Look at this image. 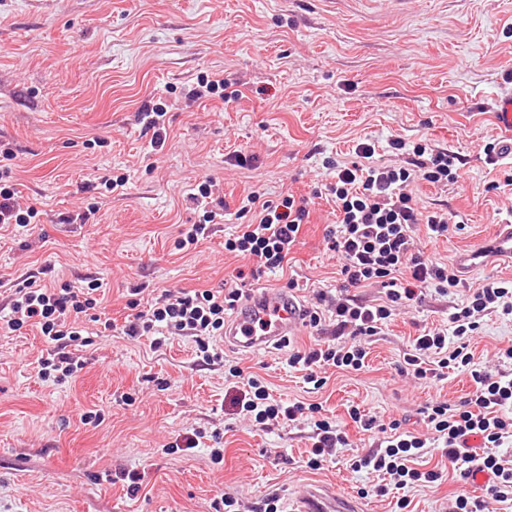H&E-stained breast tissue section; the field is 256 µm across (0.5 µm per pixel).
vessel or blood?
<instances>
[{"label":"vessel or blood","mask_w":512,"mask_h":512,"mask_svg":"<svg viewBox=\"0 0 512 512\" xmlns=\"http://www.w3.org/2000/svg\"><path fill=\"white\" fill-rule=\"evenodd\" d=\"M495 124L503 137L512 139V88L498 96ZM512 260V220L496 225L489 245L457 256L464 270L488 266L489 255ZM304 308L293 291L265 288L251 294L240 311L224 323V344L245 352L279 345L297 335L303 325ZM292 512H358L350 498L321 485H301Z\"/></svg>","instance_id":"vessel-or-blood-1"}]
</instances>
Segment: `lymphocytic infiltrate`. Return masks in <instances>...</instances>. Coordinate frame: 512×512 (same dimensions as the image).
<instances>
[{"label": "lymphocytic infiltrate", "mask_w": 512, "mask_h": 512, "mask_svg": "<svg viewBox=\"0 0 512 512\" xmlns=\"http://www.w3.org/2000/svg\"><path fill=\"white\" fill-rule=\"evenodd\" d=\"M387 146L404 155L403 165L378 163L375 143L362 142L354 149V161L336 164L334 180L327 186L339 219L327 228L325 238L330 250L342 259L344 292L333 298L318 293L315 306L304 312L305 326L317 334H328V341L293 351L288 357L289 367L304 371L307 382L318 387L325 383L321 371L326 367L362 370L368 352L361 337L377 335L397 308L420 301L431 291L448 295L459 283L453 264L432 259L415 245V234L422 226L429 236L447 235L448 212L419 206L413 194L414 185L420 182L437 186L457 182L459 157L447 150L433 149L423 141L409 144L398 137L390 138ZM186 199L201 211L203 221L182 229L178 240L182 250L197 244L217 218L210 181L192 187ZM247 201L255 207L254 217L225 240L224 248L251 257L256 263L255 275L277 273L283 270L309 218L307 202L290 194L272 202L262 199L256 191L248 195ZM368 286L383 288V302L369 304L345 294L346 289ZM248 295V288L240 283L218 290H166L145 310L139 309L133 299L129 305L134 312L127 315L123 332L134 339L152 337L157 346L171 336H193L196 358L210 363L221 357L215 339L224 333L226 315ZM96 304L89 287L42 288L26 282L12 293L8 313L0 314V332L9 334L26 324H38L51 346L41 361L42 369L47 374L58 372L65 379L83 367L71 349L84 345L77 321ZM491 312L512 316L511 281L486 280L452 314L450 329L438 328L415 337L412 353L404 358L406 372L424 382L442 378L450 369L468 372L475 384L472 397L457 405L432 402L426 408V433L406 431L383 437L377 449L353 462L354 470L388 475L401 489L441 483L442 470L422 471L411 465L435 442L462 477H469L474 470L489 475L484 486L485 500L457 495L453 512H486L489 503L512 502V459L498 452L504 443L512 442V374L482 369L469 349L470 340L480 327V316ZM328 322L333 325L329 331L324 328ZM237 406L240 414L260 425L309 416L313 427V445L307 461L310 469H321L337 449L349 444L345 431L320 417L318 405L274 400L255 378L247 379V388ZM471 437L481 439L482 455L465 451L464 445Z\"/></svg>", "instance_id": "f902f5d3"}]
</instances>
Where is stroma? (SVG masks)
<instances>
[{"label": "stroma", "mask_w": 512, "mask_h": 512, "mask_svg": "<svg viewBox=\"0 0 512 512\" xmlns=\"http://www.w3.org/2000/svg\"><path fill=\"white\" fill-rule=\"evenodd\" d=\"M206 77L232 83L240 97H192ZM510 84L512 0H0V149L13 153L0 158V171L39 212L35 223L0 230V304L28 279L92 281L107 316L121 320L133 297L145 309L166 289L222 288L255 265L224 249L255 190L275 202L306 197L310 218L283 274L251 285L294 279L298 299L311 305L340 284L341 260L325 241L336 206L315 194L329 180L324 164L348 160L364 140L382 146L383 163L401 164L385 148L393 136L462 159L457 182L413 188L420 205L451 215L446 236L418 231L417 247L455 262L512 218V185L503 183L512 160L483 151L499 136L496 97ZM159 101L168 136L155 150L142 113ZM121 175L125 186L102 194V178ZM206 178L226 214L195 248L178 250L181 225L198 220L185 196ZM93 205V221L65 223ZM488 277L512 280V263L461 274L452 294L402 308L366 338L363 370L328 369L319 390L286 364L290 348L316 343L306 328L290 346L228 348L223 361L204 365L193 337L156 349L117 330L98 335L85 316L79 326L91 343L73 349L85 366L65 384L42 374L48 345L38 328L0 335V512H214L226 495L252 512L269 493L290 512L306 482L334 488L360 512H450L455 495L480 497L482 486L451 471L437 487L375 497L368 490L380 476L353 472L349 461L393 423L425 431L428 402L471 397L467 372L420 384L400 366L413 339L447 326ZM510 345L512 319L496 314L470 341L475 362L492 371ZM232 365L275 399L321 404L349 447L321 469L306 468L307 422L253 426L236 409ZM351 405L376 429L358 428L346 414ZM86 412L97 422L84 423ZM195 429L218 435L223 463L204 445L171 452ZM121 469L140 474L137 495L116 479Z\"/></svg>", "instance_id": "stroma-1"}]
</instances>
